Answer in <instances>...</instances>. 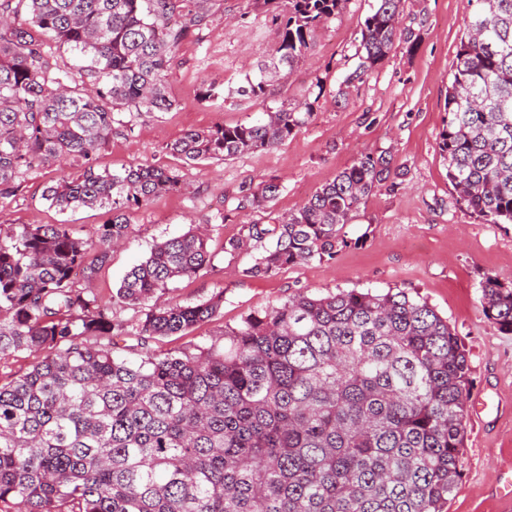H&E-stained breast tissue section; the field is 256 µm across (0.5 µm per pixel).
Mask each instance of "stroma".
<instances>
[{
	"mask_svg": "<svg viewBox=\"0 0 512 512\" xmlns=\"http://www.w3.org/2000/svg\"><path fill=\"white\" fill-rule=\"evenodd\" d=\"M372 2L345 0L336 19L317 31L305 61L270 86L266 98L227 100L224 91L243 85L263 61L276 57L278 26L254 0H213L207 25L191 30L172 54L168 90L175 109L142 116L130 128L115 125L94 154L96 170L175 165L165 146L186 130L256 120L266 109L304 97L313 116L276 148L179 166L181 192L132 213L128 239L112 250L92 286L111 300L124 275L155 243L191 230L208 233L212 267L171 281L162 299L188 305L220 292L224 303L212 319L185 333L146 339L145 350L156 354L223 345L225 328L301 292L405 289L447 319L468 353L473 385L463 475L447 512H512L501 498L502 481L512 470V333L500 331L482 304L487 276L512 286V224L488 223L457 202L438 148L471 3L403 0L401 25L409 39L397 41L384 62L348 84L344 78L359 62L361 25ZM204 86L214 88L217 100L200 99ZM365 153L389 158L391 173L347 225V245L324 262L261 279L245 276L253 252L226 253L225 241L238 236L243 224H266L298 209ZM72 171L69 164L50 163L0 194V240L15 224H68L78 237L95 238L110 218L106 209L63 213L43 197L51 180ZM269 180L282 187L269 208H239L242 196ZM219 212L220 224L212 220Z\"/></svg>",
	"mask_w": 512,
	"mask_h": 512,
	"instance_id": "stroma-1",
	"label": "stroma"
}]
</instances>
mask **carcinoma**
Instances as JSON below:
<instances>
[{
    "label": "carcinoma",
    "instance_id": "1",
    "mask_svg": "<svg viewBox=\"0 0 512 512\" xmlns=\"http://www.w3.org/2000/svg\"><path fill=\"white\" fill-rule=\"evenodd\" d=\"M208 0H0V191L48 162L82 163L45 199L61 211L106 208L89 243L68 224H16L0 242V356L47 354L0 384V504L23 512H444L462 479L472 381L466 349L435 309L405 291L300 293L224 330V347L197 345L130 360L115 338L171 336L214 317L219 292L193 305L160 302L168 283L211 264L208 236L156 243L113 300L145 306L112 321L89 274L127 238L130 213L182 189L179 169L142 164L95 170L115 111L134 120L176 107L171 55ZM279 25L278 56L230 90L259 99L310 49L342 0H261ZM402 0H374L359 63L376 68L407 32ZM472 12L445 100L439 150L459 202L491 224L512 223V0H470ZM64 47L80 63L61 64ZM313 116L311 103L256 122L191 129L166 145L184 163L269 150ZM390 176L361 155L298 209L249 223L224 250H258L244 270L270 277L324 261L348 244L345 228ZM270 180L240 207L280 193ZM483 308L512 333V287L493 277Z\"/></svg>",
    "mask_w": 512,
    "mask_h": 512
}]
</instances>
